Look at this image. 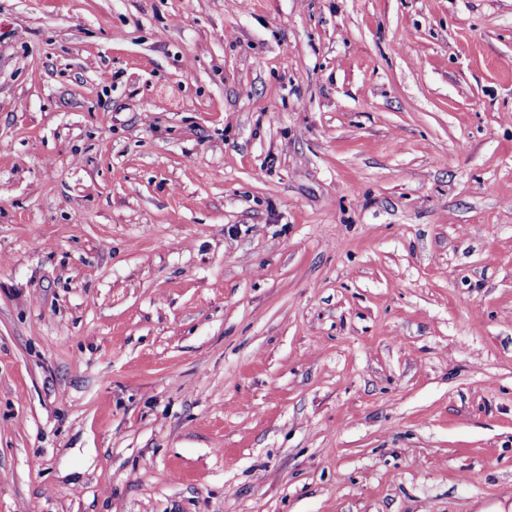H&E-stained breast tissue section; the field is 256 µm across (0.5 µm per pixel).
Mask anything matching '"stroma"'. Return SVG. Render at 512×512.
Listing matches in <instances>:
<instances>
[{
  "instance_id": "obj_1",
  "label": "stroma",
  "mask_w": 512,
  "mask_h": 512,
  "mask_svg": "<svg viewBox=\"0 0 512 512\" xmlns=\"http://www.w3.org/2000/svg\"><path fill=\"white\" fill-rule=\"evenodd\" d=\"M0 512H512V0H0Z\"/></svg>"
}]
</instances>
